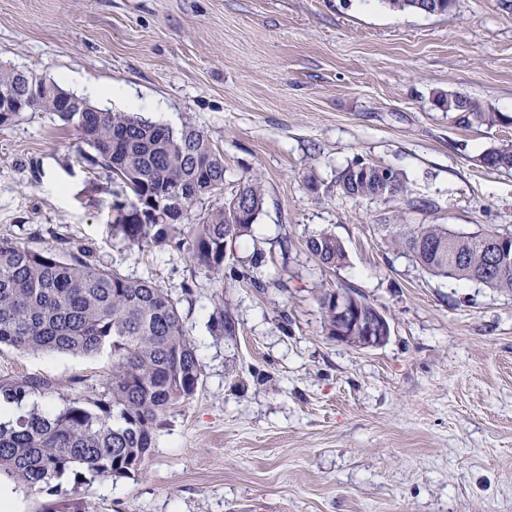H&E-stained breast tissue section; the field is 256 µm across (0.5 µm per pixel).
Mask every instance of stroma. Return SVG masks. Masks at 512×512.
I'll list each match as a JSON object with an SVG mask.
<instances>
[{
	"label": "stroma",
	"instance_id": "1",
	"mask_svg": "<svg viewBox=\"0 0 512 512\" xmlns=\"http://www.w3.org/2000/svg\"><path fill=\"white\" fill-rule=\"evenodd\" d=\"M95 106L180 129L224 154L223 204L260 180L263 209L214 279L173 239L130 244L115 203L135 197L91 166L49 112L0 126V239L59 241L171 295L201 366L196 392L159 416L145 474L83 473L53 493L13 488L16 512L80 496L96 512H512V292L432 276L386 241L388 224L512 233V171L484 166L512 123H461L438 96L512 116V0H456L443 15L382 0H0V68ZM395 168L402 198L342 197L355 160ZM329 231L348 259L319 264ZM259 270L265 288L241 272ZM349 289L382 311L387 343L327 335L319 297ZM226 302L234 335L213 329ZM112 351L0 347V381L100 395ZM310 253L324 266L339 268L346 263L347 255L342 242L330 232H322L307 240Z\"/></svg>",
	"mask_w": 512,
	"mask_h": 512
}]
</instances>
